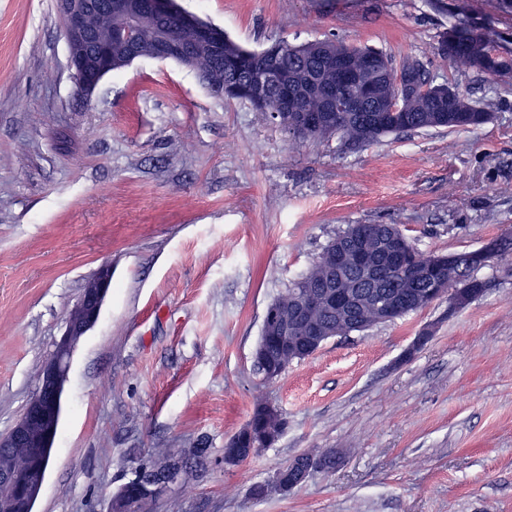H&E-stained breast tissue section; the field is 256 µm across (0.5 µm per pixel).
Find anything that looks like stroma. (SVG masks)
I'll return each mask as SVG.
<instances>
[{"instance_id":"35a3bbf8","label":"stroma","mask_w":512,"mask_h":512,"mask_svg":"<svg viewBox=\"0 0 512 512\" xmlns=\"http://www.w3.org/2000/svg\"><path fill=\"white\" fill-rule=\"evenodd\" d=\"M241 45L325 38L428 64L488 123L342 152L291 143L197 73L141 59L79 94L54 0H0V434L35 393L72 305L112 291L79 342L36 512H110L140 458L208 451L155 512H512V259L484 295L328 340L268 380V305L349 224H397L423 253L512 234V89L436 51L458 8L512 48L495 0H179ZM429 338L423 346L415 340ZM287 426L251 460L224 444L256 404ZM332 451L288 494L250 490Z\"/></svg>"}]
</instances>
